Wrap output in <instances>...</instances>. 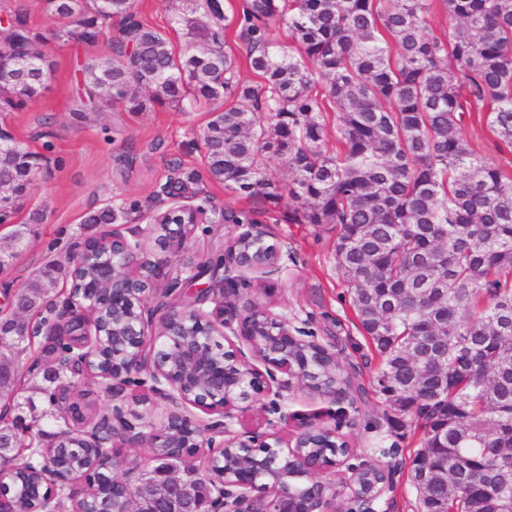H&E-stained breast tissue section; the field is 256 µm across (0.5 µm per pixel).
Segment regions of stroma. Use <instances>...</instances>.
<instances>
[{"instance_id": "35a3bbf8", "label": "stroma", "mask_w": 512, "mask_h": 512, "mask_svg": "<svg viewBox=\"0 0 512 512\" xmlns=\"http://www.w3.org/2000/svg\"><path fill=\"white\" fill-rule=\"evenodd\" d=\"M18 8L33 30L45 37L53 76L33 104L0 116V123L33 151L47 156L49 163L16 215L28 229L25 238L0 240V255L11 260L0 272V290H19L46 272L58 287H65L78 245L106 230L105 225L87 223V216L117 205L125 208L128 226L148 228L153 217L169 207L163 186L179 178L186 181L188 195L206 196L227 213L251 214L264 227L269 242L286 252L278 276L246 273L244 283L225 287V304L242 309L261 303L304 326L317 341L335 343L341 370L356 382L369 384L379 358L357 327L347 288L336 271L335 225L289 223L287 199L271 204L210 180L203 161L205 110L157 106L126 112L105 104L97 112L74 111L77 69L93 49L73 38L55 39L60 22L45 10L43 0H0V16ZM230 229L227 223L199 225L178 252L166 255L167 275L178 277L191 261L223 257ZM7 358L23 380L12 403L19 405L23 418L39 416L42 440L51 442L67 426L49 399L54 384L45 381L44 368L36 364L33 351L11 352ZM383 410L376 399H368L358 411L340 418L339 432L349 441L357 462L379 459L381 449H395L392 486L379 507L381 512H417L410 467L423 432L411 423L389 428Z\"/></svg>"}]
</instances>
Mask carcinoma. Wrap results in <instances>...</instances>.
<instances>
[{
	"mask_svg": "<svg viewBox=\"0 0 512 512\" xmlns=\"http://www.w3.org/2000/svg\"><path fill=\"white\" fill-rule=\"evenodd\" d=\"M61 22L55 38L88 46L120 23L112 50L86 58L74 111L90 112L102 95L127 112L148 106L208 108L203 146L210 179L271 202L288 194V221L334 224L336 269L347 285L358 328L381 357L372 393L424 428L411 479L437 470L446 482L414 484L420 512L436 500L451 512H504L490 477L512 471V333L496 318L512 312V171L477 154L461 135L485 113L498 148L512 147V0H242L232 17L224 0H179L170 17L181 33L136 19L134 0H44ZM456 22L449 35L428 22L433 3ZM233 21L259 81L239 78L238 58L224 49ZM296 52L282 49L280 29ZM44 45L15 10L0 24V115L35 100L50 78ZM336 111V150L323 113ZM293 174L268 177L265 154ZM33 152L0 126V184L14 191L0 207L15 215L42 168ZM123 209L106 206L88 224H115ZM420 279L438 296L379 308L393 287ZM56 290L46 273L24 286L16 305L47 307ZM441 331L444 362L425 374L417 357L427 327ZM300 361L308 381L349 385L339 365L313 352ZM0 495L16 512H37L45 492L38 472L16 469L18 436L39 426L11 416L4 403ZM65 463L96 467L91 498L112 500L118 458L64 442Z\"/></svg>",
	"mask_w": 512,
	"mask_h": 512,
	"instance_id": "obj_1",
	"label": "carcinoma"
}]
</instances>
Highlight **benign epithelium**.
I'll return each instance as SVG.
<instances>
[{"instance_id": "1", "label": "benign epithelium", "mask_w": 512, "mask_h": 512, "mask_svg": "<svg viewBox=\"0 0 512 512\" xmlns=\"http://www.w3.org/2000/svg\"><path fill=\"white\" fill-rule=\"evenodd\" d=\"M175 209L181 213L173 221L166 220V212L154 217L152 231L157 233L162 251L184 243L206 213L180 203L178 197L170 207ZM141 236L142 229L119 224L102 238L83 243L80 254L99 253L94 275L84 278L81 287L69 289L63 299L52 300L54 318L47 335L58 340L45 341L43 346L52 351L53 362L73 376L98 379L111 401L106 413L111 429L97 431L83 418L71 387H58L54 402L73 421L72 437L110 448L114 454L136 446L142 432L139 424L130 420L138 414L130 408L125 386L131 372H145L152 390L169 401L167 416L180 418L178 427L165 422L152 434V447L169 448L168 456L180 460L205 452L207 512H329L336 486L322 480L320 474L343 466L345 488L359 512H378V503L391 488L392 466L381 465L383 480L361 490L358 477L362 468L348 464L352 449L345 444V454H336V442L343 441L336 426L303 423L287 440L275 427L263 433L234 429L236 412L249 407L268 382L285 389L306 388L296 352L310 350L336 358V345L327 347L302 339L297 327L257 303L224 314V281L235 272L259 270L267 277L280 273L281 247L274 246L273 258L263 265L246 260L234 248L225 251L223 278L212 280L189 307L179 308L169 297L183 284L201 280L210 266L189 264L183 270L185 278H171L155 260L146 272L141 268L145 261ZM151 297L155 305L150 309L147 301ZM208 302L214 307L206 308ZM37 334L32 321L15 312L0 311V340ZM240 339L268 367L267 374L251 365L237 344ZM195 409L208 418L193 413ZM26 448L23 462L43 468L47 495L42 512H68L59 503L81 498L79 478H85L91 489L98 482L91 471L75 472L46 459V450L39 445L30 442ZM260 469L273 474L288 470L289 477L309 481L314 486L312 494L304 499L290 497L282 491L285 483L274 476L267 485L273 497L259 506L253 491L258 488L254 474ZM131 473L130 469L122 474L112 472V484L125 492L123 512H143ZM153 484L154 499L165 505L162 512H184L181 502L190 491L188 472L169 465Z\"/></svg>"}]
</instances>
